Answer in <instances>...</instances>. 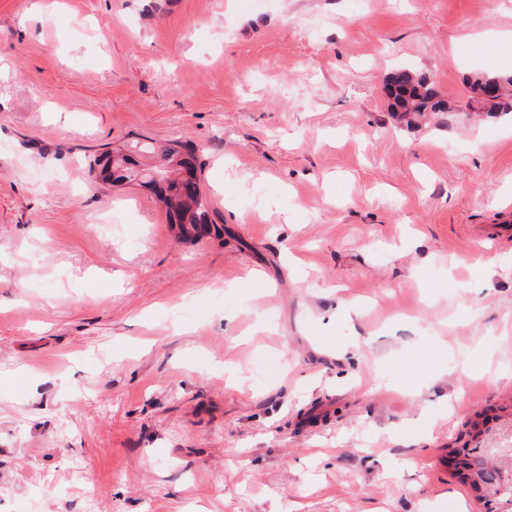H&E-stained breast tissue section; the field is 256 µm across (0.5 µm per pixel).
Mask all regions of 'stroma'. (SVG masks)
Masks as SVG:
<instances>
[{"instance_id": "obj_1", "label": "stroma", "mask_w": 512, "mask_h": 512, "mask_svg": "<svg viewBox=\"0 0 512 512\" xmlns=\"http://www.w3.org/2000/svg\"><path fill=\"white\" fill-rule=\"evenodd\" d=\"M512 0H0V512H484L512 420ZM452 112L407 127L384 85ZM133 139L198 147L178 239ZM347 306L350 316L338 315ZM404 71L394 84H389V97H393L394 103H389L390 110L395 111L396 106L404 108V113L413 114L417 118H424L427 115L438 114L439 112H450L451 107L444 100L432 84L425 85V72ZM396 71V72H399ZM469 83L470 88L475 94L471 96L466 103V108L471 112H512V103L509 102V99L511 100L512 98V74L502 73L490 75L478 72L469 78ZM490 83L499 84L501 96L506 103L495 102L496 100L494 98L498 93L494 88V84ZM482 84L489 85L485 87L479 98L488 103H493L486 111L474 107V103L477 99V90ZM141 153L154 154L159 159V166L163 168L160 171L162 178L149 177L143 183L153 187L158 201L166 209L170 224L176 226L179 236L194 239L211 227L219 231L216 221L219 217L214 211L211 212L208 200L200 189L194 150L177 142L160 146L146 140L136 142L118 152L102 153L94 160V164L101 166L99 175L102 181L112 180L113 183L140 180L145 177L137 169L134 156ZM170 164L173 165L172 168L169 167ZM185 177L194 188L187 197H182L178 194L177 187ZM473 452H477L476 454L472 456H478V458L475 460V464L477 466L475 472H474V479L471 481V487L478 491L480 488L477 485L478 481H480L485 487L484 488H490V489H499L500 483L495 479L494 476V469H491L493 465L496 464V460L498 458H507L512 457V430L509 432L508 427L501 430L497 436L496 439L488 442L483 446V448H471L467 451L468 454H472ZM485 456L484 459H489L493 463L490 466H487V464L483 461L481 462L479 459L480 457ZM480 494L486 496L489 500H494L495 498L499 497L500 495H490L488 492H484V490L481 488L479 491Z\"/></svg>"}]
</instances>
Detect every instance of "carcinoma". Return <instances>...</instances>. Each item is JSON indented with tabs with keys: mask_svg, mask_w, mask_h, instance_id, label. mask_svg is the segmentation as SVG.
Segmentation results:
<instances>
[{
	"mask_svg": "<svg viewBox=\"0 0 512 512\" xmlns=\"http://www.w3.org/2000/svg\"><path fill=\"white\" fill-rule=\"evenodd\" d=\"M426 73L406 70L402 76L395 80V86L390 88L389 96L393 97L390 109L400 106L405 113L413 114L417 118H424L439 112L450 111V106L433 85H425ZM470 88L477 91L482 85L494 83L499 85L504 102L493 103L488 112H512V74H485L475 73L469 78ZM146 153L154 154L159 159L162 178L150 177L145 184L153 187L159 202L163 204L169 218L174 224L180 237L194 239L201 232L210 228H218L215 212L210 210L208 200L200 189L197 177V159L194 150L171 142L165 145H156L152 141H140L118 152H105L94 160L100 167L99 175L104 181H135L144 178L137 169L134 156ZM476 453V470L471 487L479 490V485L490 489L500 488L495 479L494 470L480 461L486 457L494 462L499 458L512 457V431L505 428L501 430L496 439L483 447L468 450Z\"/></svg>",
	"mask_w": 512,
	"mask_h": 512,
	"instance_id": "carcinoma-1",
	"label": "carcinoma"
}]
</instances>
